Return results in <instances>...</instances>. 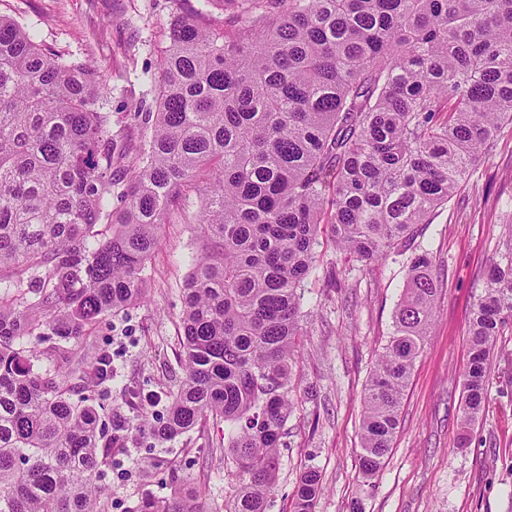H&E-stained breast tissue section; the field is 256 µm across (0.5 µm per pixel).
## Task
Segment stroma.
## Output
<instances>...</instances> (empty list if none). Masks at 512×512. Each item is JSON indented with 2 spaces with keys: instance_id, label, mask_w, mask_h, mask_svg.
Segmentation results:
<instances>
[{
  "instance_id": "1",
  "label": "stroma",
  "mask_w": 512,
  "mask_h": 512,
  "mask_svg": "<svg viewBox=\"0 0 512 512\" xmlns=\"http://www.w3.org/2000/svg\"><path fill=\"white\" fill-rule=\"evenodd\" d=\"M175 11L174 0H0V15L17 17L46 49L99 67L112 90V118L120 122L134 111L142 93L137 76L156 65ZM197 208L195 193H188L163 226L148 264L146 300L70 346L72 365L108 349L113 366L142 393L131 403L113 395L100 412L104 424L120 413L128 433L127 452L105 479L112 488L110 512H132L148 493L167 495V488L141 477L159 460L204 476L213 512L224 506L235 481L224 465L223 428L164 444L138 429L165 413L147 395L184 376L177 321L181 288L201 252ZM511 216L507 127L461 191L430 223L419 225L403 254L366 271L321 244L304 293L309 316L293 355L296 409L286 425L277 491L267 512H289V495L306 464L322 474L324 493L315 512H512V328L498 340L483 414L466 428L461 407L470 310L491 264L512 248ZM422 252L432 259L438 288L435 317L404 396L401 431L383 470L367 484L358 473L360 397L392 331L410 261Z\"/></svg>"
}]
</instances>
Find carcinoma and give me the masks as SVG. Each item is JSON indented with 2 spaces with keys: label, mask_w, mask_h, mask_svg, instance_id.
Masks as SVG:
<instances>
[{
  "label": "carcinoma",
  "mask_w": 512,
  "mask_h": 512,
  "mask_svg": "<svg viewBox=\"0 0 512 512\" xmlns=\"http://www.w3.org/2000/svg\"><path fill=\"white\" fill-rule=\"evenodd\" d=\"M175 17L128 126L86 61L48 53L0 15V512H109L104 467L125 424L91 402L138 398L102 350L57 376L80 342L148 292L146 265L185 192L211 252L193 260L180 316L184 378L164 392L158 442L222 422L235 468L225 512H267L294 408L293 350L320 237L363 267L386 260L512 126V0H229ZM428 253L408 267L393 331L362 395L359 473L382 470L433 321ZM512 325V252L468 329L463 422L487 400ZM132 512H210L194 479ZM322 492L307 465L290 512Z\"/></svg>",
  "instance_id": "cac0c4a2"
}]
</instances>
